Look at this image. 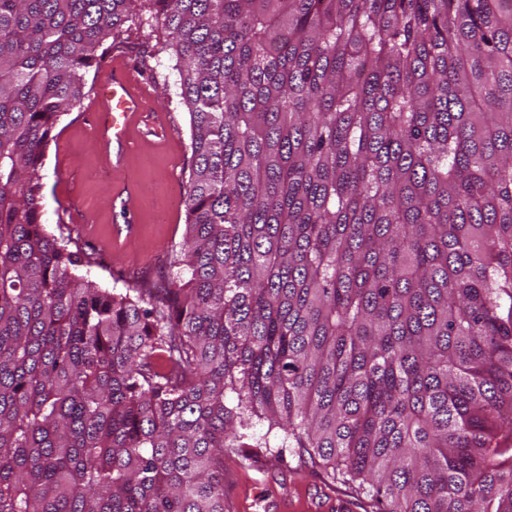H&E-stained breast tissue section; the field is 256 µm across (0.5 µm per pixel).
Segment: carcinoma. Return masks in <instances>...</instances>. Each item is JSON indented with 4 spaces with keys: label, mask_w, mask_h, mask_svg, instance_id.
I'll list each match as a JSON object with an SVG mask.
<instances>
[{
    "label": "carcinoma",
    "mask_w": 512,
    "mask_h": 512,
    "mask_svg": "<svg viewBox=\"0 0 512 512\" xmlns=\"http://www.w3.org/2000/svg\"><path fill=\"white\" fill-rule=\"evenodd\" d=\"M136 0H0V512H224V452L512 512V0H147L190 116L162 288L43 222Z\"/></svg>",
    "instance_id": "obj_1"
}]
</instances>
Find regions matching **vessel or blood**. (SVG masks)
<instances>
[{
    "mask_svg": "<svg viewBox=\"0 0 512 512\" xmlns=\"http://www.w3.org/2000/svg\"><path fill=\"white\" fill-rule=\"evenodd\" d=\"M144 102L134 65L125 57H114L103 67L95 89V131L102 144L112 150L113 168H121L124 163L131 142L130 118H138L145 135L162 141L173 135L171 125L147 111Z\"/></svg>",
    "mask_w": 512,
    "mask_h": 512,
    "instance_id": "obj_1",
    "label": "vessel or blood"
}]
</instances>
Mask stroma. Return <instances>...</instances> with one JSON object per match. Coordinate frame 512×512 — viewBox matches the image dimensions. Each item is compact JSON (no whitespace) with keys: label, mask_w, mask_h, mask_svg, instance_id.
Instances as JSON below:
<instances>
[{"label":"stroma","mask_w":512,"mask_h":512,"mask_svg":"<svg viewBox=\"0 0 512 512\" xmlns=\"http://www.w3.org/2000/svg\"><path fill=\"white\" fill-rule=\"evenodd\" d=\"M162 35L149 9L136 7L114 45L137 65L147 81V110L170 118L176 145L145 136L131 122L127 166L112 170L97 136L81 125L84 105L64 115L58 137L50 143L41 170L43 221L63 231L93 259L89 277L103 288L161 287L169 274L168 256L179 249L185 229L184 186L189 176V115L175 85V58L162 49ZM131 198L137 234L116 239L113 225L125 217L120 200ZM331 467L295 456L276 459L266 449L224 460L226 512H263L264 503L288 500L305 508L314 492L352 503V512H370L367 499L348 485L332 481Z\"/></svg>","instance_id":"35a3bbf8"}]
</instances>
